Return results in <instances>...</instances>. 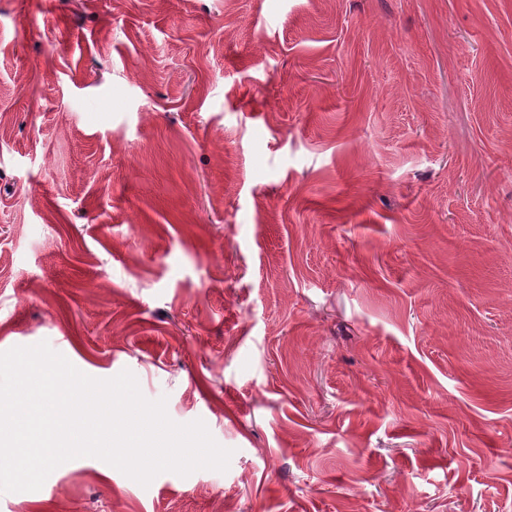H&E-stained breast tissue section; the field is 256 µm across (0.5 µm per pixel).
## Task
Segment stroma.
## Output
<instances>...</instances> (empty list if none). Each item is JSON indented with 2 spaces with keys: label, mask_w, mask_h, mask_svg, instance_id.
<instances>
[{
  "label": "stroma",
  "mask_w": 512,
  "mask_h": 512,
  "mask_svg": "<svg viewBox=\"0 0 512 512\" xmlns=\"http://www.w3.org/2000/svg\"><path fill=\"white\" fill-rule=\"evenodd\" d=\"M42 341L232 456L0 512H512V0H0V351Z\"/></svg>",
  "instance_id": "1"
}]
</instances>
